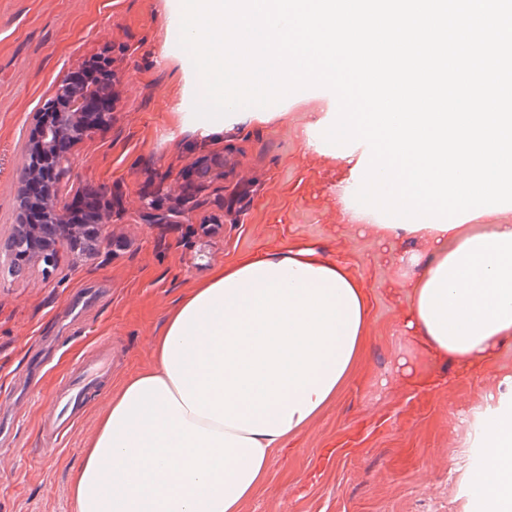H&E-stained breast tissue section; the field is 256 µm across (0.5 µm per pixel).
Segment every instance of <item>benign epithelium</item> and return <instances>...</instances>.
<instances>
[{"instance_id":"1","label":"benign epithelium","mask_w":512,"mask_h":512,"mask_svg":"<svg viewBox=\"0 0 512 512\" xmlns=\"http://www.w3.org/2000/svg\"><path fill=\"white\" fill-rule=\"evenodd\" d=\"M97 58L95 54L76 63L78 78L59 81L40 109L37 135L27 146L18 185L15 235L6 250L11 268L16 272L23 269V261L30 256L28 244L40 233V226L29 225L24 219L31 199L38 201L42 222L66 225L65 238L74 250L92 257L104 243L114 248L124 246L121 240L112 239L107 233L112 218L121 219L126 214L121 198L93 194L97 206L89 226L71 224L67 208L60 206L58 199L59 181L71 165L72 148L112 122L117 101L116 82L102 76ZM223 179L224 156L216 154L213 165L198 173L195 184H180L174 189L160 182L142 194L137 216L145 224H188L202 211L213 207L224 210L226 200L232 199L235 207L243 208L247 198L232 185L208 191Z\"/></svg>"}]
</instances>
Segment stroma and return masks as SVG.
I'll return each mask as SVG.
<instances>
[{
	"mask_svg": "<svg viewBox=\"0 0 512 512\" xmlns=\"http://www.w3.org/2000/svg\"><path fill=\"white\" fill-rule=\"evenodd\" d=\"M179 0H0V241L15 231L17 187L38 112L54 85L82 58L112 48L119 81L112 123L78 143L59 198L98 189L122 197L127 218L111 224L126 245L77 257L66 241L54 262L21 274L0 257V406L15 408L0 437V512H74L70 477L96 433L100 412L125 378L153 360L152 339L173 303L233 257L289 238L343 255L369 280L372 339L361 369L335 402L273 460L270 480L243 512H462L464 475L480 462L466 447L465 418L497 374L512 370V347L476 375L460 377L405 336L399 308L407 270L386 261L372 232L336 222V188L347 163L308 148L319 118L295 101L269 119L205 124L194 118L200 81L174 39ZM242 148L257 185L237 223L150 226L134 221L142 189L176 179L203 150ZM111 347L109 375L87 397L88 412L63 446L45 452L43 416L79 359ZM407 360L444 388L405 386Z\"/></svg>",
	"mask_w": 512,
	"mask_h": 512,
	"instance_id": "obj_1",
	"label": "stroma"
}]
</instances>
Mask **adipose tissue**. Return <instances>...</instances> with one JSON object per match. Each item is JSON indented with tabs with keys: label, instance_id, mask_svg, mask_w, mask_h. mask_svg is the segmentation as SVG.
I'll return each instance as SVG.
<instances>
[{
	"label": "adipose tissue",
	"instance_id": "adipose-tissue-1",
	"mask_svg": "<svg viewBox=\"0 0 512 512\" xmlns=\"http://www.w3.org/2000/svg\"><path fill=\"white\" fill-rule=\"evenodd\" d=\"M396 252L408 279L404 334L470 376L512 341V224L474 231L388 228L347 209ZM368 281L322 245L294 240L236 255L184 293L153 340L154 363L122 383L74 474V512H242L277 451L359 368L371 337ZM468 419L482 494L465 512H512V373Z\"/></svg>",
	"mask_w": 512,
	"mask_h": 512
}]
</instances>
